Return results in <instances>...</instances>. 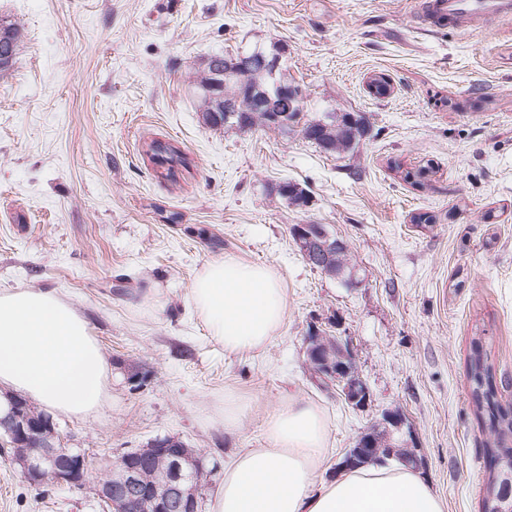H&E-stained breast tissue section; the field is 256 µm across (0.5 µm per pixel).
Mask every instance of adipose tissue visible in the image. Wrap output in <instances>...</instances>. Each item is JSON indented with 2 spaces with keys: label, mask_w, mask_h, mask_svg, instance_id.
<instances>
[{
  "label": "adipose tissue",
  "mask_w": 512,
  "mask_h": 512,
  "mask_svg": "<svg viewBox=\"0 0 512 512\" xmlns=\"http://www.w3.org/2000/svg\"><path fill=\"white\" fill-rule=\"evenodd\" d=\"M190 301L228 354L266 348L288 313L280 276L231 254L204 266ZM109 371L87 320L65 298L49 289L0 292V387L84 420L106 409ZM327 435L315 405L288 398L268 415L266 447L243 450L225 470L214 512H444L431 485L405 466L322 478Z\"/></svg>",
  "instance_id": "adipose-tissue-1"
}]
</instances>
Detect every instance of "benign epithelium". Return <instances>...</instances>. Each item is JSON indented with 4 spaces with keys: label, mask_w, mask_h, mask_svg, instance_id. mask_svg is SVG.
I'll return each instance as SVG.
<instances>
[{
    "label": "benign epithelium",
    "mask_w": 512,
    "mask_h": 512,
    "mask_svg": "<svg viewBox=\"0 0 512 512\" xmlns=\"http://www.w3.org/2000/svg\"><path fill=\"white\" fill-rule=\"evenodd\" d=\"M295 240L305 253L331 246L330 238L319 230L314 236L298 231ZM306 343L312 345L317 373L333 379L352 408H365L370 390L356 370L349 343L338 338L328 343L317 333L307 337ZM404 424L399 411L384 412L361 433L342 466L352 465L358 457L381 458L386 443L407 447L402 438ZM175 442L173 436L160 438L152 447L124 451L110 463L108 479L95 488V495L109 512H200L202 473L185 470L184 462L194 457L193 451L172 447ZM0 446L11 449L12 462L34 485H81L90 468L89 456L61 446L57 424L18 396H6L0 407ZM488 507L494 512H512L511 475L490 486Z\"/></svg>",
    "instance_id": "1"
}]
</instances>
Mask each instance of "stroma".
<instances>
[{
	"label": "stroma",
	"mask_w": 512,
	"mask_h": 512,
	"mask_svg": "<svg viewBox=\"0 0 512 512\" xmlns=\"http://www.w3.org/2000/svg\"><path fill=\"white\" fill-rule=\"evenodd\" d=\"M425 2L0 0L24 35L0 72V291L55 290L114 365L103 413L56 419L64 447L92 461L87 483L33 486L0 454V512H106L92 485L109 459L164 435L211 468V512L225 464L265 446L267 412L291 396L327 422L324 478L397 409L445 512H481L494 435L471 395L473 341L512 410V14L440 25ZM274 43L307 91L306 118L360 112L372 138L329 155L295 132L204 124L200 63ZM376 74L391 78L389 96L368 93ZM153 137L191 160L179 183L144 156ZM429 159L428 186L401 179L398 166ZM287 181L306 207L278 195ZM420 212L435 224L415 226ZM294 224L345 242L357 283L309 266ZM229 253L273 268L288 300L272 343L237 356L188 302L203 266ZM312 331L350 343L368 407L316 386ZM132 366L141 386L126 381ZM229 394L246 403L230 433L209 420Z\"/></svg>",
	"instance_id": "1"
}]
</instances>
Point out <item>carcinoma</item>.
I'll return each mask as SVG.
<instances>
[{"label": "carcinoma", "instance_id": "1", "mask_svg": "<svg viewBox=\"0 0 512 512\" xmlns=\"http://www.w3.org/2000/svg\"><path fill=\"white\" fill-rule=\"evenodd\" d=\"M22 42V30L14 23L0 19V58L7 57L4 69H9L14 63ZM266 55L267 51L254 49L236 55L214 54L204 61L193 80L203 122L215 128L261 127L281 133L296 129L304 139L325 153L341 154L354 150L367 134L366 119L358 113L341 112L322 119H306L302 100L294 102L283 99L279 101L276 112H266L250 101L249 88L260 86L274 93L277 85L282 83L281 70L268 69ZM144 153L154 171L172 181L176 180V171L186 170L191 165L186 154L168 140L151 139ZM279 194L295 206L306 204L304 191L294 184H283ZM307 263L327 276L349 281L352 266L344 245L329 250L318 263L310 258ZM468 376L476 409L486 416L490 430L500 436L512 431V412L499 409L492 369L478 343L474 345L469 358ZM487 454L491 455V462L501 472L512 470V448L497 445L487 449Z\"/></svg>", "mask_w": 512, "mask_h": 512}]
</instances>
